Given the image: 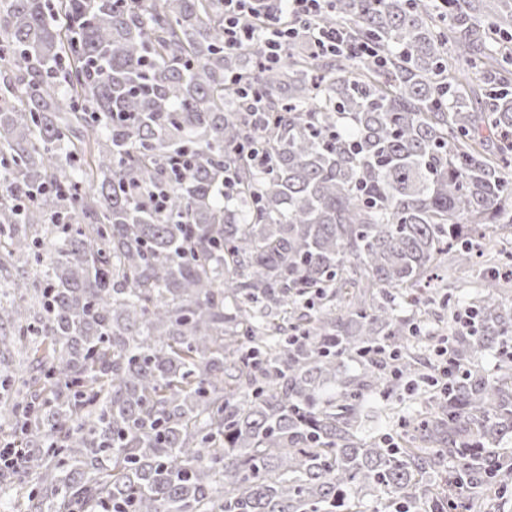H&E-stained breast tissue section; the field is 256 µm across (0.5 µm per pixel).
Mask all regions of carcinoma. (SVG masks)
Returning a JSON list of instances; mask_svg holds the SVG:
<instances>
[{"instance_id":"1","label":"carcinoma","mask_w":512,"mask_h":512,"mask_svg":"<svg viewBox=\"0 0 512 512\" xmlns=\"http://www.w3.org/2000/svg\"><path fill=\"white\" fill-rule=\"evenodd\" d=\"M316 22L375 57L292 42L262 67L224 50V0H0V257L33 268L0 330L41 338L0 394L26 409L25 512H362L363 491L476 512L512 488V374L475 364L512 334L494 275L413 433L358 431L380 372L426 375L400 309L454 307L426 278L512 224L489 148L512 0H330ZM161 182V212L129 191Z\"/></svg>"}]
</instances>
